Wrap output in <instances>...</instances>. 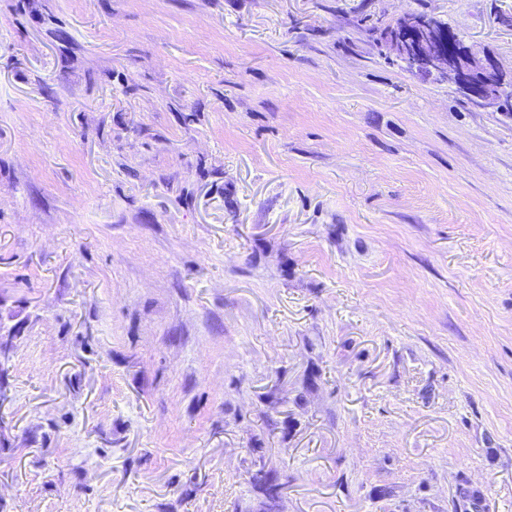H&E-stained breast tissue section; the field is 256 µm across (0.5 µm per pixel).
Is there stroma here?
<instances>
[{
  "mask_svg": "<svg viewBox=\"0 0 512 512\" xmlns=\"http://www.w3.org/2000/svg\"><path fill=\"white\" fill-rule=\"evenodd\" d=\"M406 12L512 70V0H0V512H512V113ZM396 24L413 32V41L396 31L384 35V45L406 69L442 78L484 108L499 109L505 101L512 105V73L508 76L492 57L481 56L458 36L460 46L447 50L445 23L409 13L397 18Z\"/></svg>",
  "mask_w": 512,
  "mask_h": 512,
  "instance_id": "35a3bbf8",
  "label": "stroma"
}]
</instances>
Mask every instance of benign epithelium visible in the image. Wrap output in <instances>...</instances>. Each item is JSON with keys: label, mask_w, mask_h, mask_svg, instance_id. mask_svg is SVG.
<instances>
[{"label": "benign epithelium", "mask_w": 512, "mask_h": 512, "mask_svg": "<svg viewBox=\"0 0 512 512\" xmlns=\"http://www.w3.org/2000/svg\"><path fill=\"white\" fill-rule=\"evenodd\" d=\"M396 23L413 32L414 37L388 33L384 45L406 69L442 78L484 108L498 109L512 102V75H507L492 57L478 54L463 41L454 50L446 49L445 23L416 13L405 14Z\"/></svg>", "instance_id": "benign-epithelium-1"}]
</instances>
